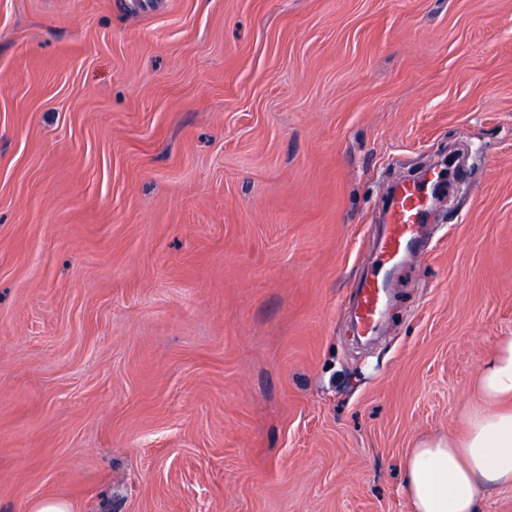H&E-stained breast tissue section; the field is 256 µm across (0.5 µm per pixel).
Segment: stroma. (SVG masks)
<instances>
[{"mask_svg": "<svg viewBox=\"0 0 512 512\" xmlns=\"http://www.w3.org/2000/svg\"><path fill=\"white\" fill-rule=\"evenodd\" d=\"M508 331L512 0H0V512H411ZM429 182L423 175L418 181L393 186L387 192L390 229L383 239L380 258L359 287L358 319L364 331L373 329L384 306L387 283L395 263L415 249L417 230L427 219L434 197L428 192Z\"/></svg>", "mask_w": 512, "mask_h": 512, "instance_id": "stroma-1", "label": "stroma"}]
</instances>
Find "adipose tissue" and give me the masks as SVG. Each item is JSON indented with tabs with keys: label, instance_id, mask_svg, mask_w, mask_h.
Returning <instances> with one entry per match:
<instances>
[{
	"label": "adipose tissue",
	"instance_id": "1",
	"mask_svg": "<svg viewBox=\"0 0 512 512\" xmlns=\"http://www.w3.org/2000/svg\"><path fill=\"white\" fill-rule=\"evenodd\" d=\"M462 437L416 440L403 491L414 512H481L482 481H512V334L498 337Z\"/></svg>",
	"mask_w": 512,
	"mask_h": 512
}]
</instances>
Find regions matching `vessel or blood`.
<instances>
[{
  "instance_id": "1",
  "label": "vessel or blood",
  "mask_w": 512,
  "mask_h": 512,
  "mask_svg": "<svg viewBox=\"0 0 512 512\" xmlns=\"http://www.w3.org/2000/svg\"><path fill=\"white\" fill-rule=\"evenodd\" d=\"M389 231L385 236L380 257L360 285L359 323L371 331L384 306L387 283L396 262L412 253L417 230L430 212L433 195L425 180L391 187L388 191Z\"/></svg>"
}]
</instances>
